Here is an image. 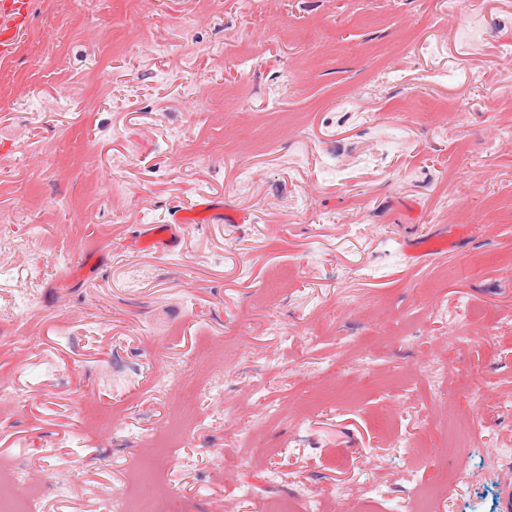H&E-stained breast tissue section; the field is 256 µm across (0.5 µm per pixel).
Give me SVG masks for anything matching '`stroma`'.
<instances>
[{
  "mask_svg": "<svg viewBox=\"0 0 512 512\" xmlns=\"http://www.w3.org/2000/svg\"><path fill=\"white\" fill-rule=\"evenodd\" d=\"M30 0L0 59V470L28 512H502L512 0ZM240 215L126 250L200 198ZM456 225L447 251L412 241ZM148 468L143 465L138 476L137 486L127 500L120 502L121 512H157V501L154 491H150L147 482Z\"/></svg>",
  "mask_w": 512,
  "mask_h": 512,
  "instance_id": "stroma-1",
  "label": "stroma"
}]
</instances>
